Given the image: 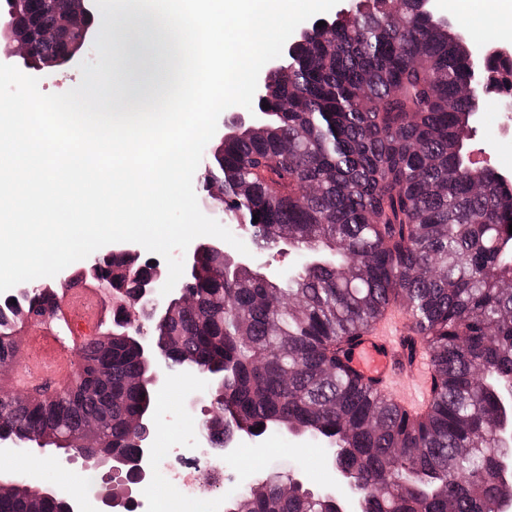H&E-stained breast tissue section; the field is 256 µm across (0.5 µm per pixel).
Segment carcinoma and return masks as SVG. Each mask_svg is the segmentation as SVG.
<instances>
[{
    "mask_svg": "<svg viewBox=\"0 0 512 512\" xmlns=\"http://www.w3.org/2000/svg\"><path fill=\"white\" fill-rule=\"evenodd\" d=\"M26 26L51 17L48 0H0ZM418 10L417 0H361L351 18L316 33L272 78L265 120L228 131L201 176L224 193L257 250L293 234L290 277L267 281L205 252L185 279L195 306L145 319L170 361L208 368L223 422L263 434L298 432L334 443L365 512H487L512 497L492 480L493 426L512 381V256L500 241L512 192L468 155L471 113L506 91L509 61L489 62L495 90L463 93L468 41ZM259 222H253V217ZM152 267L116 253L90 280L112 298L109 323L81 344L71 384L39 398L0 391V434L37 443L109 416L107 447H129L136 416L151 414L153 361L131 310ZM63 286L0 304V362L16 360L22 320L60 318ZM399 305L411 321L407 358L423 349L433 373L424 413L411 418L346 364L371 324ZM106 370L112 396L97 391ZM0 481V512H68L69 503L18 469ZM336 499L268 471L235 488L226 512H339Z\"/></svg>",
    "mask_w": 512,
    "mask_h": 512,
    "instance_id": "1",
    "label": "carcinoma"
}]
</instances>
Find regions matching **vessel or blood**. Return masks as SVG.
Listing matches in <instances>:
<instances>
[{"label":"vessel or blood","mask_w":512,"mask_h":512,"mask_svg":"<svg viewBox=\"0 0 512 512\" xmlns=\"http://www.w3.org/2000/svg\"><path fill=\"white\" fill-rule=\"evenodd\" d=\"M61 315L66 320L71 343H64L53 329L38 328L22 353L18 377L23 386L50 382L68 372L71 358L69 344H81L94 336L108 313L102 295L94 286L82 285L65 291ZM390 322H378L361 338L349 354L348 365L363 381H377L385 388H397L396 399L409 413L422 411L430 389V367L425 355H418L406 366L408 380L395 386L394 370L404 351L398 343L409 332V320L402 313L390 314Z\"/></svg>","instance_id":"b4317fda"}]
</instances>
